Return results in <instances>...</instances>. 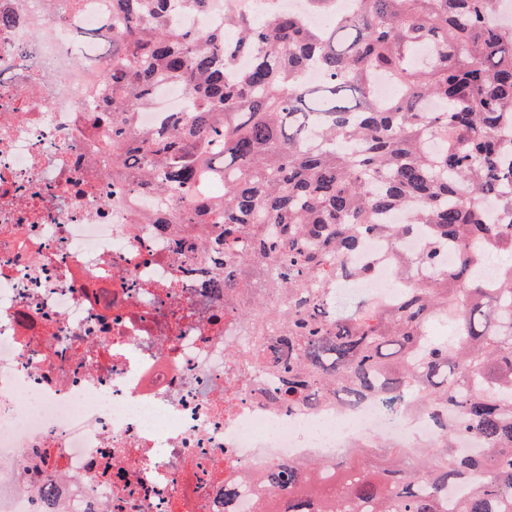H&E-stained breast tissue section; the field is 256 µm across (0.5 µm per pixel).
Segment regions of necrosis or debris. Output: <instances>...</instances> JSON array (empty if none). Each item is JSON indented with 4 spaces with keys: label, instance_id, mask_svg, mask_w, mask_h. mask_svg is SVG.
Masks as SVG:
<instances>
[{
    "label": "necrosis or debris",
    "instance_id": "obj_1",
    "mask_svg": "<svg viewBox=\"0 0 512 512\" xmlns=\"http://www.w3.org/2000/svg\"><path fill=\"white\" fill-rule=\"evenodd\" d=\"M69 0H0V512H255L269 466L344 454L385 439L415 456L430 418L386 413L373 398L315 411L268 398L278 378L246 363L258 323L245 296H214L195 240L158 235V201L112 170L87 112L88 79L69 70L49 19ZM228 13L325 16L309 0H211L180 27L220 28ZM68 78L73 90L58 93ZM422 235L367 238L372 264L354 292L392 300L408 287L394 254Z\"/></svg>",
    "mask_w": 512,
    "mask_h": 512
}]
</instances>
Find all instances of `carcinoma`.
I'll return each mask as SVG.
<instances>
[{
	"mask_svg": "<svg viewBox=\"0 0 512 512\" xmlns=\"http://www.w3.org/2000/svg\"><path fill=\"white\" fill-rule=\"evenodd\" d=\"M170 2L110 0L112 37L75 32L105 62L90 95L112 165L133 191L172 201L149 223L195 238L225 267V292L282 269L269 287L288 316L251 355L279 375L273 402L373 397L395 414L417 393L438 430L412 458L381 442L374 469L340 462L358 475L330 494L319 464L273 465L260 512H349L351 501L364 512H512V220L492 222L488 207L512 214V25L495 19L499 0H359L360 16L326 29L295 14L231 15L207 32L175 27ZM227 40L251 59L232 82ZM313 68L324 80L311 87ZM380 74L400 96L376 99ZM167 83L184 87L186 109L161 131L140 129ZM428 99L443 110L424 111ZM394 209L411 210V223H383ZM422 225L420 252L395 257L417 278L400 302L334 303L348 279L372 275L349 265L365 237ZM448 243L451 266L440 262ZM491 254L499 272L486 283ZM467 438L481 448L460 449Z\"/></svg>",
	"mask_w": 512,
	"mask_h": 512,
	"instance_id": "obj_1",
	"label": "carcinoma"
}]
</instances>
